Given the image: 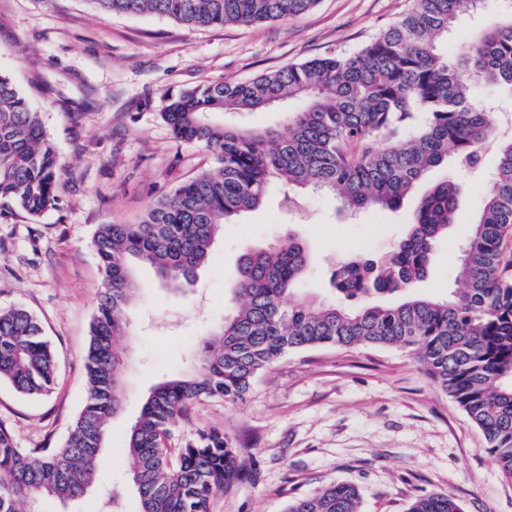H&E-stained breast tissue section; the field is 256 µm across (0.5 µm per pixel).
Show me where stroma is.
I'll return each mask as SVG.
<instances>
[{"instance_id":"obj_1","label":"stroma","mask_w":512,"mask_h":512,"mask_svg":"<svg viewBox=\"0 0 512 512\" xmlns=\"http://www.w3.org/2000/svg\"><path fill=\"white\" fill-rule=\"evenodd\" d=\"M412 0H318L300 17L249 25L188 26L152 14L104 16L93 0H0V72L41 114L63 165L57 209L33 219L0 208V308L20 305L41 321L59 358L57 384L33 399L0 382V424L21 448L63 446L83 405L85 352L103 271L91 246L101 224L138 223L180 183L216 166L198 144L176 140L160 112L181 89L246 81L329 52L352 53L410 10ZM512 9L486 0L463 12L442 45H469L474 32ZM486 152L475 173L432 170L425 183L456 179L453 224L437 242L415 295L443 298L458 288L460 247L481 211L496 165ZM274 184L261 208L225 225L191 286H162L138 266L146 290L128 309L123 349L131 368L123 404L96 484L80 500L45 501L43 512H96L126 469L128 430L144 395L184 372L201 339L233 309L231 287L246 248L288 235L311 262L299 297L335 301L336 266L384 257L404 236L420 195L397 210H343L330 193L306 191L301 212L283 205ZM222 431L237 448L242 481L218 492L211 512H287L326 485L355 484L361 512H406L416 496L445 492L464 512H512V480L499 471L481 430L405 350L320 346L288 353L257 377L245 401L196 404L170 447L201 429Z\"/></svg>"}]
</instances>
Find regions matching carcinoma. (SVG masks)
<instances>
[{"label": "carcinoma", "instance_id": "obj_1", "mask_svg": "<svg viewBox=\"0 0 512 512\" xmlns=\"http://www.w3.org/2000/svg\"><path fill=\"white\" fill-rule=\"evenodd\" d=\"M102 14H155L187 24H251L296 18L318 0H94ZM485 0H413L411 10L364 48L292 63L249 81L188 88L161 112L179 141L213 152L204 170L153 202L139 224H100L92 246L103 270L86 355L87 392L61 448H20L0 425V512H38L44 499L81 498L91 486L112 416L125 395L126 308L144 289L134 265L168 285L191 283L223 225L257 210L271 184L288 185L285 206L305 189L337 194L344 209H398L425 174L453 154L476 169L498 157L483 208L460 256L462 288L443 299L406 294L424 278L439 237L454 223L460 185L433 184L408 230L383 261L358 258L332 273L339 303L294 297L309 264L297 236L242 255L236 311L208 333L185 372L148 393L131 425L126 484L139 512H209L212 497L239 476V453L215 429L171 451L167 441L193 404L243 401L256 377L292 351L321 345L404 349L482 431L512 479V135L496 112L473 102L476 80L512 90V13L479 30L450 57L439 40L464 6ZM288 135L228 127L226 112H268L288 98ZM62 166L41 113L0 72V205L38 218L59 203ZM378 295H398L382 306ZM57 359L39 319L0 308V380L47 396ZM357 486L334 483L294 500L287 512H360ZM408 512H463L444 492L416 497Z\"/></svg>", "mask_w": 512, "mask_h": 512}]
</instances>
